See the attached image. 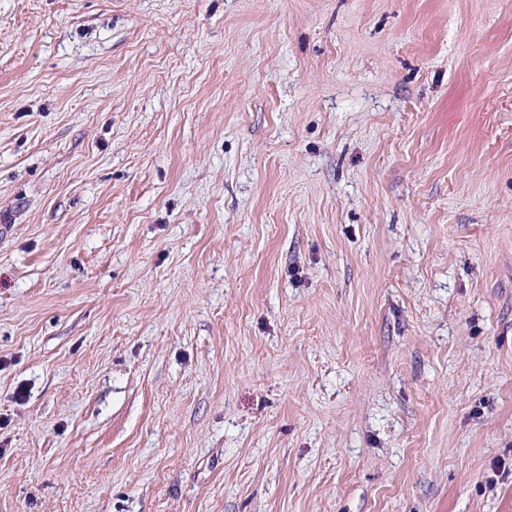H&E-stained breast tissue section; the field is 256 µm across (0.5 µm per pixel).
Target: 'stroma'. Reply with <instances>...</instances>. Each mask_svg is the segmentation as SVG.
I'll use <instances>...</instances> for the list:
<instances>
[{"label": "stroma", "instance_id": "1", "mask_svg": "<svg viewBox=\"0 0 512 512\" xmlns=\"http://www.w3.org/2000/svg\"><path fill=\"white\" fill-rule=\"evenodd\" d=\"M0 512H512V0H0Z\"/></svg>", "mask_w": 512, "mask_h": 512}]
</instances>
